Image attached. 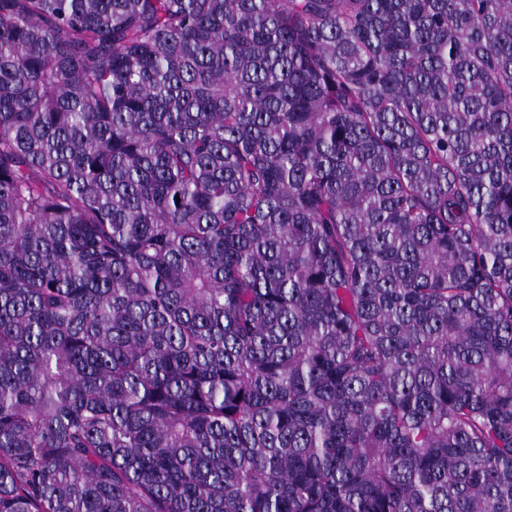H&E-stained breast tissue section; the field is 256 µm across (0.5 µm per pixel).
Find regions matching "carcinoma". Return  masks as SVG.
<instances>
[{"instance_id": "obj_1", "label": "carcinoma", "mask_w": 512, "mask_h": 512, "mask_svg": "<svg viewBox=\"0 0 512 512\" xmlns=\"http://www.w3.org/2000/svg\"><path fill=\"white\" fill-rule=\"evenodd\" d=\"M0 512H512V0H0Z\"/></svg>"}]
</instances>
